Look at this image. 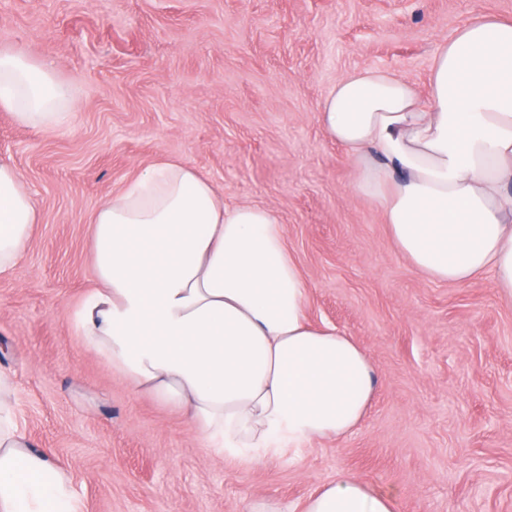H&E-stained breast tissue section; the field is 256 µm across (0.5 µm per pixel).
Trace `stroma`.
I'll return each mask as SVG.
<instances>
[{
  "label": "stroma",
  "mask_w": 512,
  "mask_h": 512,
  "mask_svg": "<svg viewBox=\"0 0 512 512\" xmlns=\"http://www.w3.org/2000/svg\"><path fill=\"white\" fill-rule=\"evenodd\" d=\"M475 16L512 21V0H0V48L51 67L77 112L39 131L0 111V161L38 213L0 278V369L20 430L74 474L84 512H294L341 471L400 512H512V302L490 280L415 269L317 120L338 80L371 70L426 95L439 45ZM159 158L209 177L225 204L277 211L310 319L374 365L355 433L227 463L81 348L68 316L92 285L90 218Z\"/></svg>",
  "instance_id": "1"
}]
</instances>
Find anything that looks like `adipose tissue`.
<instances>
[{
	"label": "adipose tissue",
	"mask_w": 512,
	"mask_h": 512,
	"mask_svg": "<svg viewBox=\"0 0 512 512\" xmlns=\"http://www.w3.org/2000/svg\"><path fill=\"white\" fill-rule=\"evenodd\" d=\"M67 85L0 49V110L50 131L75 114ZM320 126L358 171L397 250L431 279L490 277L512 300V22L474 19L440 46L427 99L381 71L336 83ZM36 210L0 161V277L30 242ZM96 284L70 313L81 347L135 395L175 406L211 456L252 466L341 439L362 423L374 367L349 336L313 324L308 285L275 210L228 206L176 161L149 164L91 218ZM0 370V512H83L74 477L33 449ZM301 512H398L343 472Z\"/></svg>",
	"instance_id": "ef3b65f1"
}]
</instances>
